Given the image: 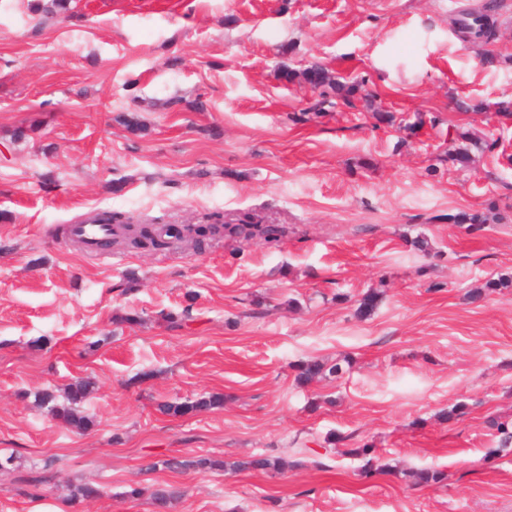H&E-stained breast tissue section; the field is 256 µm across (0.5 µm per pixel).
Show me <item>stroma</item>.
<instances>
[{
	"instance_id": "obj_1",
	"label": "stroma",
	"mask_w": 512,
	"mask_h": 512,
	"mask_svg": "<svg viewBox=\"0 0 512 512\" xmlns=\"http://www.w3.org/2000/svg\"><path fill=\"white\" fill-rule=\"evenodd\" d=\"M485 2L72 0L44 26L36 0H0V453L16 457L0 512H155L159 484L182 492L168 512H512V447L486 455L512 425V288L468 297L512 278V117L484 109L512 99V0L490 43L455 25ZM314 63L363 98L309 111L280 70ZM461 131L491 144L464 169L448 162ZM492 203L481 235L448 220ZM99 211L247 212L281 237L92 256L61 229ZM370 288L382 300L357 317ZM186 308L188 326L162 318ZM342 358L297 383V361ZM78 379L85 429L34 400ZM211 395L223 406L161 410ZM362 442L376 468L350 456ZM199 455L291 466L145 469ZM425 467L445 482L412 485ZM72 482L104 494L70 502Z\"/></svg>"
}]
</instances>
